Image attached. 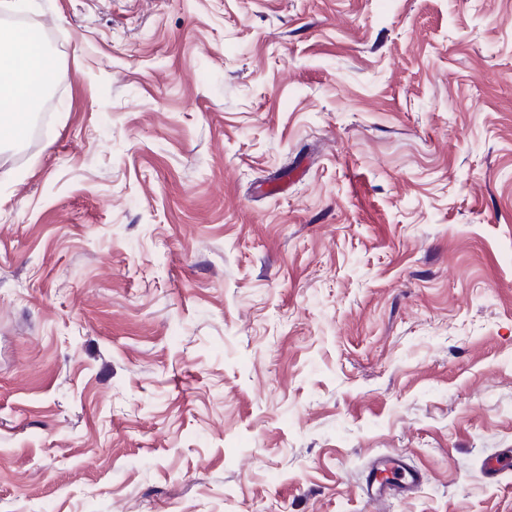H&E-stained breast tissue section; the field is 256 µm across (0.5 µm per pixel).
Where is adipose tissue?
<instances>
[{
    "instance_id": "1",
    "label": "adipose tissue",
    "mask_w": 512,
    "mask_h": 512,
    "mask_svg": "<svg viewBox=\"0 0 512 512\" xmlns=\"http://www.w3.org/2000/svg\"><path fill=\"white\" fill-rule=\"evenodd\" d=\"M53 60L14 27L0 25V143L16 141L15 129L30 120L46 88Z\"/></svg>"
}]
</instances>
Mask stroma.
Instances as JSON below:
<instances>
[{"instance_id":"1","label":"stroma","mask_w":512,"mask_h":512,"mask_svg":"<svg viewBox=\"0 0 512 512\" xmlns=\"http://www.w3.org/2000/svg\"><path fill=\"white\" fill-rule=\"evenodd\" d=\"M0 149V512H512V0H33ZM19 59L22 68H15ZM53 60L33 47L13 26L0 25V143L19 144L15 128L30 120L46 89ZM4 73L7 77L4 78ZM396 472V482H389L384 474ZM423 477L417 470L409 468L399 456H385L376 461L370 468L362 490L373 504H388L394 492L411 491L422 484Z\"/></svg>"}]
</instances>
